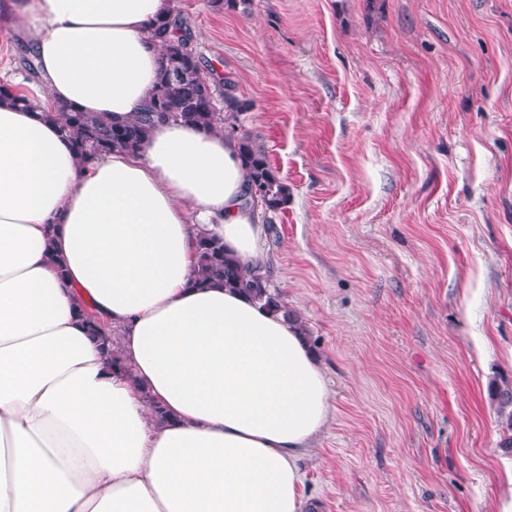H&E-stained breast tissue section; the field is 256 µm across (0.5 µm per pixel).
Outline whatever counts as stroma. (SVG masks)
I'll list each match as a JSON object with an SVG mask.
<instances>
[{
  "mask_svg": "<svg viewBox=\"0 0 512 512\" xmlns=\"http://www.w3.org/2000/svg\"><path fill=\"white\" fill-rule=\"evenodd\" d=\"M288 183L261 247L331 390L315 512H499L512 0H173Z\"/></svg>",
  "mask_w": 512,
  "mask_h": 512,
  "instance_id": "obj_1",
  "label": "stroma"
}]
</instances>
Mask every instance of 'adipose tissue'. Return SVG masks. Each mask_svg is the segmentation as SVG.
<instances>
[{"label":"adipose tissue","instance_id":"1","mask_svg":"<svg viewBox=\"0 0 512 512\" xmlns=\"http://www.w3.org/2000/svg\"><path fill=\"white\" fill-rule=\"evenodd\" d=\"M172 6L0 0L37 64L33 108L0 102V512L306 510L300 462L331 413L317 355L294 319L191 281L203 231L266 263L236 139L166 121L139 153L85 164L42 117L138 112L160 57L149 23ZM87 319L89 323V335L97 340L110 365H112L113 368L117 367L124 372H128L129 370L125 366L118 351L114 349L115 340L113 336H109L103 332L102 328L97 323H95L91 316H87Z\"/></svg>","mask_w":512,"mask_h":512}]
</instances>
